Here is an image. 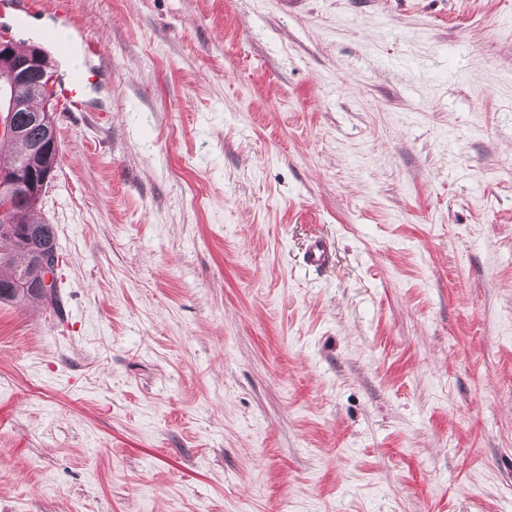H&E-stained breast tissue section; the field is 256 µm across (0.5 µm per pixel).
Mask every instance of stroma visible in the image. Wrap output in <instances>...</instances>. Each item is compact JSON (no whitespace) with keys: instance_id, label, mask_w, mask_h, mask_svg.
I'll list each match as a JSON object with an SVG mask.
<instances>
[{"instance_id":"obj_1","label":"stroma","mask_w":512,"mask_h":512,"mask_svg":"<svg viewBox=\"0 0 512 512\" xmlns=\"http://www.w3.org/2000/svg\"><path fill=\"white\" fill-rule=\"evenodd\" d=\"M61 7L0 512H512V0ZM53 24L43 27L39 37L58 61L68 63L74 56H82L84 65L76 70H59L55 83L56 97L71 104L77 111L85 108L87 95L94 89L98 79V67L94 57L98 52L96 45L83 34L70 42L58 38Z\"/></svg>"}]
</instances>
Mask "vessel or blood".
Here are the masks:
<instances>
[{"label":"vessel or blood","mask_w":512,"mask_h":512,"mask_svg":"<svg viewBox=\"0 0 512 512\" xmlns=\"http://www.w3.org/2000/svg\"><path fill=\"white\" fill-rule=\"evenodd\" d=\"M0 10L11 12L12 28L16 31L23 27L28 17L40 14L52 20L59 15L56 0H0ZM39 37L57 60L68 61L75 56L83 57L81 68L58 71L55 92L58 100L68 102L76 109H84L86 97L98 79V67L94 62L97 54L95 44L82 35L69 42L61 40L52 23L40 30Z\"/></svg>","instance_id":"vessel-or-blood-1"}]
</instances>
